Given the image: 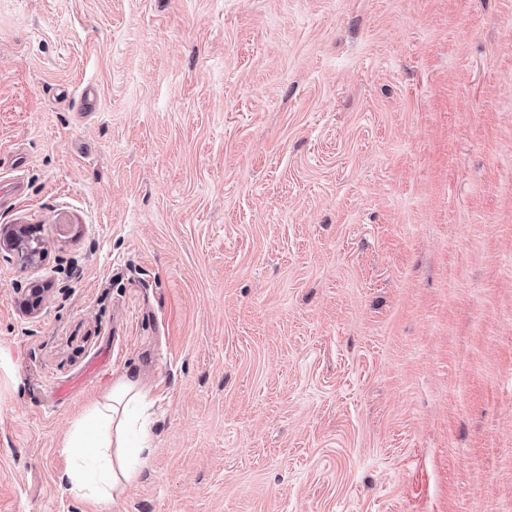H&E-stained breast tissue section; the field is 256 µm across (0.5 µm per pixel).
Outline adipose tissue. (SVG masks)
<instances>
[{
    "label": "adipose tissue",
    "instance_id": "1",
    "mask_svg": "<svg viewBox=\"0 0 512 512\" xmlns=\"http://www.w3.org/2000/svg\"><path fill=\"white\" fill-rule=\"evenodd\" d=\"M148 394L135 375L113 378L100 399L75 422L70 447L80 462L70 480L76 494L117 499L150 455Z\"/></svg>",
    "mask_w": 512,
    "mask_h": 512
}]
</instances>
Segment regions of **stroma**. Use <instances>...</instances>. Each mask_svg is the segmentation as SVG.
<instances>
[{"label": "stroma", "mask_w": 512, "mask_h": 512, "mask_svg": "<svg viewBox=\"0 0 512 512\" xmlns=\"http://www.w3.org/2000/svg\"><path fill=\"white\" fill-rule=\"evenodd\" d=\"M0 192V512H512V0H0ZM38 232V227L27 225H15L6 229L1 227V244L6 243L22 264H34L37 257L43 254V239L37 235ZM148 393L135 375L121 374L74 423L69 448H80L72 490L93 499L119 498L150 456Z\"/></svg>", "instance_id": "stroma-1"}]
</instances>
